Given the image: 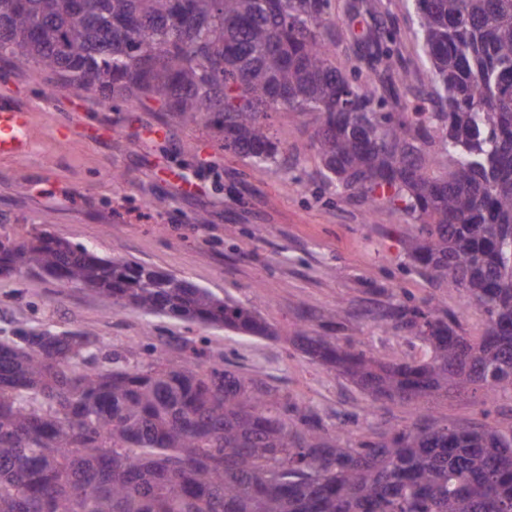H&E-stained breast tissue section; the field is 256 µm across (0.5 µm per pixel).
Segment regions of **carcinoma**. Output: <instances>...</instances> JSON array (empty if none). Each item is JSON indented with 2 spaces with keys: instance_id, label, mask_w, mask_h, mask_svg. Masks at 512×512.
Masks as SVG:
<instances>
[{
  "instance_id": "carcinoma-1",
  "label": "carcinoma",
  "mask_w": 512,
  "mask_h": 512,
  "mask_svg": "<svg viewBox=\"0 0 512 512\" xmlns=\"http://www.w3.org/2000/svg\"><path fill=\"white\" fill-rule=\"evenodd\" d=\"M439 110L394 112L336 60L332 0H0V61L31 65L106 100H154L224 137L262 172L283 145L269 122L309 117L321 174L409 224L405 267L485 315L479 336L431 295L373 315L421 354L395 361L338 336L297 331L311 362L361 389L368 408L407 404L405 425L325 421L272 388L208 362V338L143 367L96 338L19 328L0 339V512H512V428L450 426L429 399L512 396V0H412ZM394 34L364 40L375 72ZM44 276L110 313L271 339L253 307L136 260L43 233L0 240V274ZM349 312L327 309L324 325Z\"/></svg>"
}]
</instances>
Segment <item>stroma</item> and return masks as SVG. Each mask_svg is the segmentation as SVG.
I'll list each match as a JSON object with an SVG mask.
<instances>
[{"instance_id":"1","label":"stroma","mask_w":512,"mask_h":512,"mask_svg":"<svg viewBox=\"0 0 512 512\" xmlns=\"http://www.w3.org/2000/svg\"><path fill=\"white\" fill-rule=\"evenodd\" d=\"M335 0L338 60L356 66L374 89L385 82L362 61L367 34L394 27L397 53L409 75L408 106L435 110L410 0ZM29 109L31 148L0 159V240L41 232L134 259L217 294L254 306L276 326L275 339H258L156 318L127 308L105 314L99 300L50 278L0 275V338L19 327L45 326L96 336L102 353L162 343L176 352L183 339L208 337L229 368L292 401L315 406L327 422L353 429L364 418L407 424L408 405L368 409L355 385L311 363L292 341L297 328L318 327L314 311L343 300L355 313L343 330L359 349L378 356L409 351L399 332L368 314L388 304L416 305L432 293L404 269L405 219L384 208L366 218L361 203L337 193L320 175L307 119L284 112L273 128L284 144L277 165L258 173L224 153L219 133L186 125L158 103L113 108L95 91H77L35 68L0 63V95ZM313 306L305 313L301 302ZM449 425L512 426V400L483 402L449 392L430 402Z\"/></svg>"}]
</instances>
